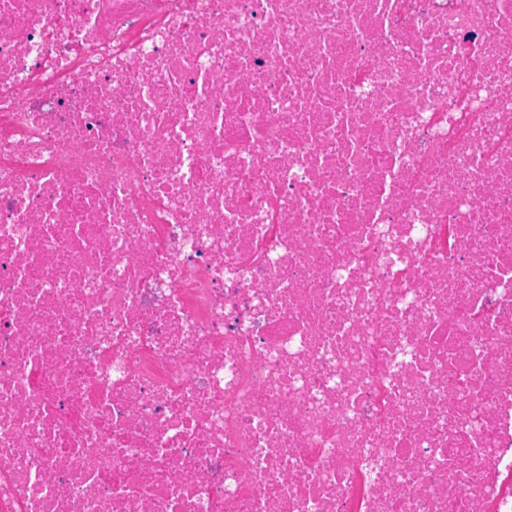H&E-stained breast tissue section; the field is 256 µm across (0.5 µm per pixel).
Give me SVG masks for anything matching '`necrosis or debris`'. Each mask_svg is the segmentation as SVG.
Wrapping results in <instances>:
<instances>
[{
    "label": "necrosis or debris",
    "instance_id": "1",
    "mask_svg": "<svg viewBox=\"0 0 512 512\" xmlns=\"http://www.w3.org/2000/svg\"><path fill=\"white\" fill-rule=\"evenodd\" d=\"M0 512H512V0H0Z\"/></svg>",
    "mask_w": 512,
    "mask_h": 512
}]
</instances>
